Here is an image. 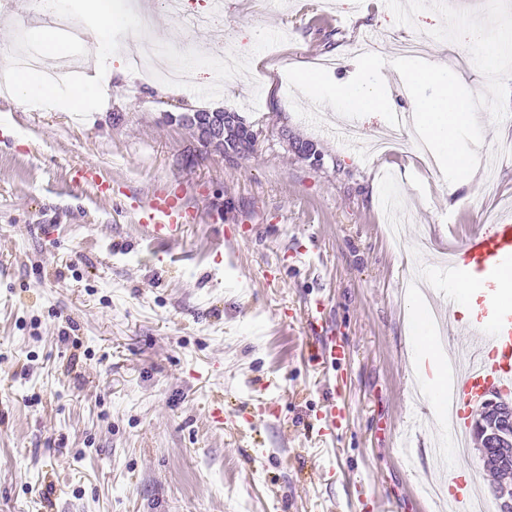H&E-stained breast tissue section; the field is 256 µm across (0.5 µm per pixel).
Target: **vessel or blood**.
Listing matches in <instances>:
<instances>
[{
    "label": "vessel or blood",
    "mask_w": 512,
    "mask_h": 512,
    "mask_svg": "<svg viewBox=\"0 0 512 512\" xmlns=\"http://www.w3.org/2000/svg\"><path fill=\"white\" fill-rule=\"evenodd\" d=\"M138 224L154 238H174L193 216L182 194L157 190L134 209ZM448 283L442 306L454 309L468 301L463 281L482 277L512 278V223L499 221L468 233L461 246L441 265ZM488 311L474 322L453 326L451 332L464 349L465 361L449 359L447 390L452 398L453 429L466 434V408L483 395L488 381L512 387V301L489 295Z\"/></svg>",
    "instance_id": "obj_1"
}]
</instances>
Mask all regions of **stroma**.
<instances>
[{
    "label": "stroma",
    "mask_w": 512,
    "mask_h": 512,
    "mask_svg": "<svg viewBox=\"0 0 512 512\" xmlns=\"http://www.w3.org/2000/svg\"><path fill=\"white\" fill-rule=\"evenodd\" d=\"M35 0H0V72L44 26ZM430 10L396 24L384 0H182L157 29L130 28L102 101L72 110L0 94V512H438L422 492L438 438L415 403L414 275L485 220L512 221V116L479 109L473 179L448 184L405 129L371 150L391 110L358 115L357 140L311 104L295 69L335 59L329 82L359 79L374 42L383 88L401 84L398 45L422 42L473 93L466 44L431 37ZM221 38L238 65L220 92L126 80L125 51L176 30ZM260 129L250 154L208 151L179 122L211 107ZM313 143L321 165L294 145ZM184 191L194 223L144 233L125 193ZM346 346L326 361L307 322L314 301ZM224 404L213 424V402ZM341 417L324 432L327 403Z\"/></svg>",
    "instance_id": "obj_1"
}]
</instances>
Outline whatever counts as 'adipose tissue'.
Masks as SVG:
<instances>
[{"label": "adipose tissue", "instance_id": "obj_1", "mask_svg": "<svg viewBox=\"0 0 512 512\" xmlns=\"http://www.w3.org/2000/svg\"><path fill=\"white\" fill-rule=\"evenodd\" d=\"M83 6L99 20V27L93 35L94 48L99 58L111 59L112 36L127 21L123 6L117 0H83ZM377 69L376 57L370 56L360 63L363 78L359 81L332 85L324 72L312 68L294 71L293 79L309 98L327 99L340 108L352 104L361 112H383L389 106L386 94L380 84L369 79L370 74ZM12 79L18 102L26 106L51 102L59 91L56 83L35 69H17Z\"/></svg>", "mask_w": 512, "mask_h": 512}]
</instances>
